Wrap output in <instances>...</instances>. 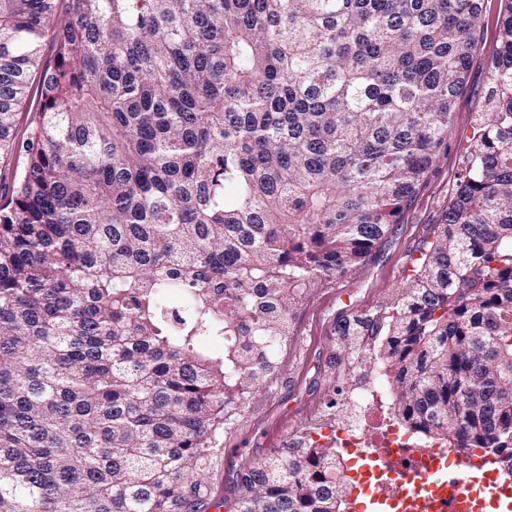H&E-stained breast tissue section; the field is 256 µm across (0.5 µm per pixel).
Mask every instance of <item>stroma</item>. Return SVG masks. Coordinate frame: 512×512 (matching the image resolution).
<instances>
[{
  "instance_id": "1",
  "label": "stroma",
  "mask_w": 512,
  "mask_h": 512,
  "mask_svg": "<svg viewBox=\"0 0 512 512\" xmlns=\"http://www.w3.org/2000/svg\"><path fill=\"white\" fill-rule=\"evenodd\" d=\"M497 31L488 27L469 66L467 88L458 97L448 129V149L434 164L413 205L383 242L360 265L321 285L309 288L292 309L294 330L277 355L273 376L262 378L243 418L224 440L238 449L235 458L221 456L210 476L216 494H223L229 474L260 460L272 449L288 445L292 430L328 418L351 417L344 402L356 379L354 364L372 356L343 341L340 325L365 312L384 309L409 283L411 258L432 239L450 201L478 112L488 100V70L496 51ZM296 401L285 414L287 401Z\"/></svg>"
}]
</instances>
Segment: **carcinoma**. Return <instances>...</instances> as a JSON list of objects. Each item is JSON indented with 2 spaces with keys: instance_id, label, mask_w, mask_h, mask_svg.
Instances as JSON below:
<instances>
[{
  "instance_id": "obj_1",
  "label": "carcinoma",
  "mask_w": 512,
  "mask_h": 512,
  "mask_svg": "<svg viewBox=\"0 0 512 512\" xmlns=\"http://www.w3.org/2000/svg\"><path fill=\"white\" fill-rule=\"evenodd\" d=\"M486 2L0 0V512H340L325 448L225 497L210 466L292 304L447 150ZM497 26L442 223L340 336L381 341L405 426L512 463V0Z\"/></svg>"
}]
</instances>
